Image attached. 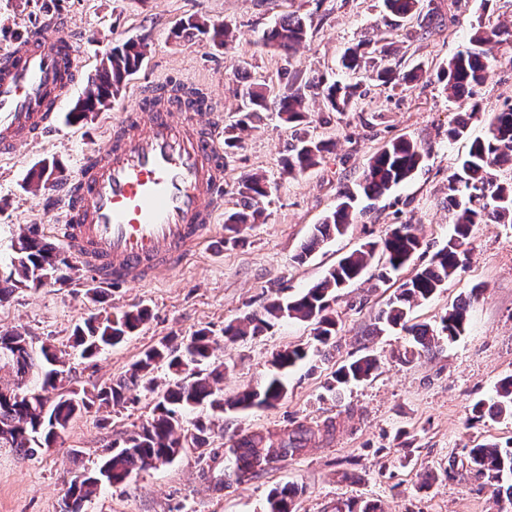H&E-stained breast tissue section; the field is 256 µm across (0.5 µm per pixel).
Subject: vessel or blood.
I'll return each mask as SVG.
<instances>
[{"instance_id":"obj_1","label":"vessel or blood","mask_w":512,"mask_h":512,"mask_svg":"<svg viewBox=\"0 0 512 512\" xmlns=\"http://www.w3.org/2000/svg\"><path fill=\"white\" fill-rule=\"evenodd\" d=\"M78 43L59 22L17 38L0 55V156L38 141L72 88ZM206 97H149L85 154L60 202L59 237L99 281L135 284L182 264L224 206L223 131Z\"/></svg>"}]
</instances>
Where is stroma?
Returning <instances> with one entry per match:
<instances>
[{"mask_svg":"<svg viewBox=\"0 0 512 512\" xmlns=\"http://www.w3.org/2000/svg\"><path fill=\"white\" fill-rule=\"evenodd\" d=\"M421 7L437 9L439 27L425 30L415 18L394 23L383 15V0H0V51L19 32L53 18L67 20L68 34L80 40L77 83L52 131L0 159V270L16 256L20 227L36 226L48 242L58 244L62 213L46 209L45 201L75 175L82 154L102 147L104 125L117 122L140 98L176 85L206 92L211 119L224 127L237 122L241 91L254 82L277 98L303 90L306 100L307 118L299 126L266 112L238 133L224 175L225 210L238 209L242 176L261 173L268 183L263 221L246 230L238 244L225 243L224 226L217 223L180 267L155 279L100 287L81 269L72 271L66 286L26 288L0 304V330L17 328L34 344L67 351L65 386L88 390L119 377L163 338L180 341L202 328L216 340L214 359L225 366L221 386L228 398L259 387L278 350L311 349L308 361L289 373L287 395L277 405L230 410L217 419L201 410L203 420L215 423L206 446L184 449L169 463L134 473L124 485L104 488L86 503L85 512H265L269 492L287 483L302 490L297 512H336L337 504L368 501L378 512H512V505L496 506L491 488L471 477L467 457L468 448L484 441L512 440V418L469 420L472 405L512 375V224L472 226L465 266L411 314L413 322L438 326L448 307L477 286L482 293L470 307L469 326L455 341L441 340L414 358L403 356L411 344L404 331L372 332L390 295L378 278V257L338 293L339 330L330 354L313 351L309 322L285 320L264 335L234 342L223 334L229 321L311 287L344 255L383 238L397 220L416 224L430 247L415 256V265L427 263L447 242L453 228L448 173L470 141L484 136L492 112L512 102V43L495 49L500 63L476 89L478 114H470L466 101L448 97L436 71L468 47L479 20L512 27V0H421ZM292 13L304 18L308 36L287 55L265 39ZM191 16L230 24L232 43L221 47L202 36L175 37ZM130 40L145 41V56L122 94L108 109L69 123L66 114L85 96L104 52ZM359 44L366 51L364 71L352 75L340 69L339 59ZM417 64L423 72L410 89L377 86L364 76L381 65L403 72ZM318 78L360 82L364 94L351 111H330L324 98L307 88ZM462 118L468 121L466 137L449 139V126ZM303 134L331 146L315 166L291 175L281 160ZM398 137L428 149L414 177L371 201L345 235L297 261L341 193L355 188L371 158ZM46 159L59 164L55 179L34 187L30 175ZM94 287L102 291L101 302L87 296ZM141 305L150 309V319L120 346L92 360L71 350L76 324ZM365 354L378 360L374 376L330 390L336 368ZM154 404V394L141 391L136 402L90 410L31 460L0 448V512H60L74 466L95 468L113 440L141 425ZM301 423H330L334 431L248 483L228 482L224 451L233 435L269 432L284 439Z\"/></svg>","mask_w":512,"mask_h":512,"instance_id":"1","label":"stroma"}]
</instances>
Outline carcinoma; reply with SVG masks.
<instances>
[{"instance_id": "obj_1", "label": "carcinoma", "mask_w": 512, "mask_h": 512, "mask_svg": "<svg viewBox=\"0 0 512 512\" xmlns=\"http://www.w3.org/2000/svg\"><path fill=\"white\" fill-rule=\"evenodd\" d=\"M419 0H384L386 10L401 19L410 18L417 11ZM194 32L210 35L212 41L227 44V24L207 25L194 18L181 24L179 33ZM307 36L301 18L290 14L271 29L266 43L291 52ZM512 42V30L499 25L478 24L470 38L472 48L452 56L441 66L438 81L453 98H470L473 88L483 84L498 59L493 47ZM145 54L141 42H125L110 48L103 55L100 69L91 81L79 111L69 113L78 121L90 106L108 107L112 98L119 95L127 78L139 67ZM363 53L360 48H350L343 55L341 64L346 70H361ZM334 112H347L361 96L358 86L340 82L314 83ZM246 110L239 120L245 128L259 113L276 109L282 119L300 123L305 118L304 97L292 92L273 102L268 101L266 87L253 83L243 89ZM329 150L323 140L298 139L282 160L288 174L303 172L318 163ZM427 151L413 140L403 137L386 142L375 154L364 173L360 188L368 197H380L409 180L421 167ZM512 167V103H505L492 113L484 137L471 141L467 152L448 174V203L454 208V231L448 242L431 257L428 264L414 270L400 287L388 298L378 320L385 328L399 327L412 336L414 347L430 350L441 338L450 341L464 334L469 325L470 301L482 294L475 286L466 300L454 304L441 317L440 329L427 324L411 322L413 308L432 298L463 268L468 251L465 248L472 225L486 219L498 223H512V182L498 179L497 173ZM237 194L242 201L238 210L224 215V229L232 233L225 242L237 244L242 230L258 222L262 215L261 203L267 197V179L259 173L240 179ZM355 195L345 192L336 210L315 227V232L303 245L297 260L307 255L333 236H342L355 219ZM424 248L423 239L416 225L400 222L390 234L379 242H367L343 256L317 284L293 298L277 299L264 308L232 320L224 326V338L236 341L246 336H261L275 323L296 319L311 321L315 325L314 339L323 348H332L337 332L336 292L358 279L376 254L384 256L387 268L399 271L411 262ZM17 253L9 271L0 276V303L9 300L20 288H40L42 279L59 274L64 281L71 280L72 263L55 249L36 229L27 228L18 236ZM150 318L146 307L127 310L120 314L91 317L76 325L73 348L81 357L93 359L112 349L136 331ZM212 332L198 330L188 343H177L164 338L145 350L141 358L120 377L100 389L71 390L72 400L51 401L46 392L55 390L64 380L65 361L57 350L43 344L35 348L26 335L17 330L0 331V371L9 378L0 377V447L12 448L23 460L36 457L43 448L51 447L72 421L93 407H118L128 403V393L142 388L157 395L151 416L137 429L111 445L110 453L89 476L78 485L67 487L62 512H82L84 505L101 487L125 483L138 471L155 467V461L168 463L185 447V442L201 447L208 441L212 428L203 420L197 421L196 433L190 435L184 427L185 415L198 406H205L214 415L224 409L247 410L253 407H272L288 392V372L307 357L306 348L296 345L277 353L273 366L278 373L266 380L259 390H245L233 400L224 401V391L217 387L224 379V364L213 359ZM166 366L169 381L158 388L153 373L159 365ZM377 369V359L365 355L340 365L332 374L330 388L350 382L368 380ZM491 417H512V375L499 380L488 400H479L472 406L470 421ZM315 430L299 424L288 439L273 441L261 433L239 434L230 439L227 454L228 480L240 485L252 480L272 465L287 460L303 451ZM469 472L472 477L494 488L497 498L512 503V447L496 442H486L468 449ZM298 489L285 485L273 489L267 497L266 512H295Z\"/></svg>"}]
</instances>
